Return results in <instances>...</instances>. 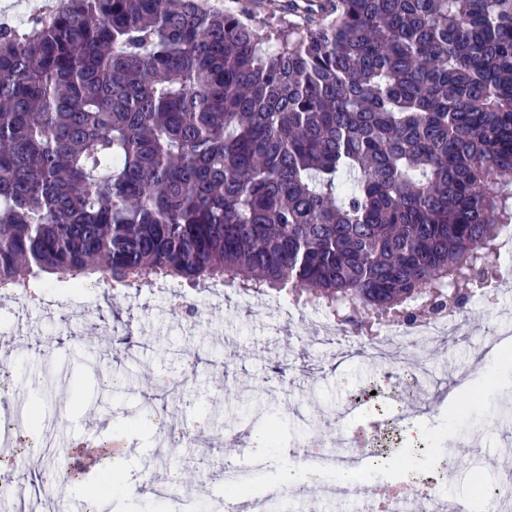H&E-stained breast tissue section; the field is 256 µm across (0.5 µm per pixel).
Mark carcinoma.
<instances>
[{
  "mask_svg": "<svg viewBox=\"0 0 512 512\" xmlns=\"http://www.w3.org/2000/svg\"><path fill=\"white\" fill-rule=\"evenodd\" d=\"M512 224V0H61L0 26V289L228 280L360 338ZM384 392L352 402L383 414ZM211 6L234 13H247L265 18L270 24L276 25L279 16L288 14L289 0H208Z\"/></svg>",
  "mask_w": 512,
  "mask_h": 512,
  "instance_id": "obj_1",
  "label": "carcinoma"
}]
</instances>
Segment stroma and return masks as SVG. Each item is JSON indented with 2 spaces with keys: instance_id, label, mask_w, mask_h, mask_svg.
I'll return each mask as SVG.
<instances>
[{
  "instance_id": "stroma-1",
  "label": "stroma",
  "mask_w": 512,
  "mask_h": 512,
  "mask_svg": "<svg viewBox=\"0 0 512 512\" xmlns=\"http://www.w3.org/2000/svg\"><path fill=\"white\" fill-rule=\"evenodd\" d=\"M200 315H182L186 301ZM286 297L273 293L241 301L234 289L171 288L162 284L116 292L97 285L85 292L67 282L49 281L37 304L17 303L0 311V333L10 339L7 362L15 382L13 414L27 420L32 396H39L44 433L80 437L89 421L118 432L147 404L168 405L178 419L193 423L207 414L214 433L226 417L272 412L281 422L279 448L262 461L265 481L278 483L289 449L307 450L331 442L337 433L365 430L383 435L386 425L369 408L349 409V395L380 383L377 365L359 355L343 356V339L317 343L316 321L289 318ZM454 342L434 340L422 348L433 378L425 388L424 421L444 431L447 446H459L460 467L482 461L484 478L498 480L511 465L512 368L502 370L496 396H488L485 366L473 363L481 336L512 331V287L499 304L470 303L460 316ZM470 379L457 384L456 369ZM124 378L123 392L108 397L101 384L112 374ZM82 384L78 402L66 401L73 381ZM472 411L464 428L448 427L460 402ZM140 493L105 496L101 512H143L151 483L179 474L197 512H224L208 479L224 467L214 444L200 448L183 441L168 445L152 433L132 431L121 453Z\"/></svg>"
}]
</instances>
